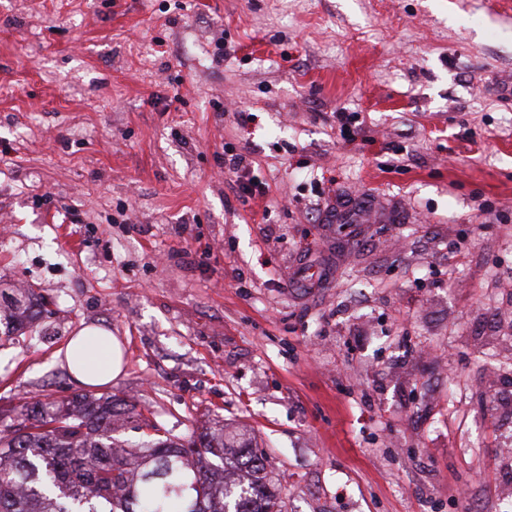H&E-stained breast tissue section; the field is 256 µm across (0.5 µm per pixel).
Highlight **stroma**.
<instances>
[{
	"label": "stroma",
	"instance_id": "stroma-1",
	"mask_svg": "<svg viewBox=\"0 0 512 512\" xmlns=\"http://www.w3.org/2000/svg\"><path fill=\"white\" fill-rule=\"evenodd\" d=\"M1 143L0 291L48 307L0 410L82 393L99 326L124 444L223 426L284 512H506L512 0H0ZM251 167L252 162L247 159L246 154L233 153V150L225 151L224 169L228 170L230 173H233L236 177L235 185L238 198L244 202L248 201V197L254 196L256 191L259 194H263L262 184H259L249 176ZM380 220V215L376 209L368 204L365 206H350L342 209H338L332 217L333 224H350L341 222H352L351 224L357 223H373ZM56 358L66 363L74 379L87 387L112 383L123 370L119 341L99 327H86L61 347Z\"/></svg>",
	"mask_w": 512,
	"mask_h": 512
}]
</instances>
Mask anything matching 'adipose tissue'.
Segmentation results:
<instances>
[{"label": "adipose tissue", "instance_id": "obj_1", "mask_svg": "<svg viewBox=\"0 0 512 512\" xmlns=\"http://www.w3.org/2000/svg\"><path fill=\"white\" fill-rule=\"evenodd\" d=\"M56 357L66 363L78 383L87 387L109 385L123 370L119 341L98 327L82 329L57 351Z\"/></svg>", "mask_w": 512, "mask_h": 512}]
</instances>
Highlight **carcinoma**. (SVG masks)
<instances>
[{
  "mask_svg": "<svg viewBox=\"0 0 512 512\" xmlns=\"http://www.w3.org/2000/svg\"><path fill=\"white\" fill-rule=\"evenodd\" d=\"M42 300L31 288L12 299L18 324ZM122 402L89 391L23 403L0 427V512H282L264 461L228 451L222 430L178 443L155 427L139 450L118 452Z\"/></svg>",
  "mask_w": 512,
  "mask_h": 512,
  "instance_id": "cac0c4a2",
  "label": "carcinoma"
}]
</instances>
